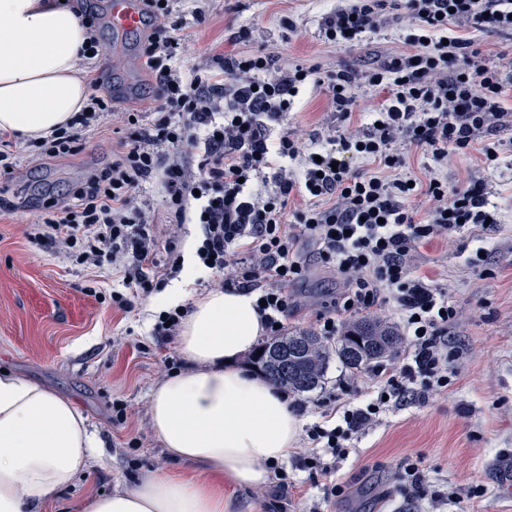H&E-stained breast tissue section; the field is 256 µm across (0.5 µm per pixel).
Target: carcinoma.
<instances>
[{
	"label": "carcinoma",
	"instance_id": "obj_1",
	"mask_svg": "<svg viewBox=\"0 0 512 512\" xmlns=\"http://www.w3.org/2000/svg\"><path fill=\"white\" fill-rule=\"evenodd\" d=\"M400 344L393 327L366 317L350 323L334 343L307 330L286 333L262 343L251 362L288 393L305 396L322 386L332 360L355 374L393 356Z\"/></svg>",
	"mask_w": 512,
	"mask_h": 512
}]
</instances>
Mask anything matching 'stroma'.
<instances>
[{
  "label": "stroma",
  "instance_id": "1",
  "mask_svg": "<svg viewBox=\"0 0 512 512\" xmlns=\"http://www.w3.org/2000/svg\"><path fill=\"white\" fill-rule=\"evenodd\" d=\"M99 16L100 52L89 62L102 95L116 111L137 107L156 81L143 64L144 35L118 36L109 22L108 0H83ZM344 0H175L186 21L179 67H205L212 54L272 52L275 64H301L317 70V81L304 84L282 126L297 134L303 153L333 147L350 124L366 128L386 105V86L364 77L383 70L387 61L409 51L414 28L405 0H392L387 21L350 43H333L323 33L325 19ZM203 17H196V10ZM454 35L475 42L487 61L502 65L505 93L501 117L476 132L470 149L435 162L430 153L397 141L404 156L392 175L412 179L417 191L405 204L417 222L428 220L425 195L430 177L449 187L484 184L497 222L467 226L450 235L415 245L410 276L427 288H443L458 315L448 327V385L426 401H406L381 421L354 435L352 452L340 462L335 480L343 494L323 503L324 512H426L405 474L419 463L424 486L439 498L440 512H512V496L501 485L512 474V32L476 28L456 21ZM339 70L361 75L352 90L351 118L329 106L320 79ZM128 132H100L81 138L74 154L35 161L34 141H18V164L0 179V369L43 384L74 406L95 427L104 443L101 460L42 505L40 512H78L87 498L132 484L149 471L191 478L202 472L171 460L150 426V391L167 376L164 361L178 355L176 340L154 338L161 311L158 294L135 301L130 312L113 308L85 292L101 282L111 286L112 272H93L52 252H34L23 231L40 221L46 206L66 202L93 170L108 166ZM308 270L288 293L293 308L287 330H316L318 314L334 311L344 288L342 277L324 268L301 241ZM373 373L350 374L331 363L322 387L293 412L301 425L321 420L333 405H364ZM134 409L126 424L112 423V402ZM141 436L142 445L128 441ZM308 449L296 439L284 464L288 512H308L321 501L326 477L301 466Z\"/></svg>",
  "mask_w": 512,
  "mask_h": 512
}]
</instances>
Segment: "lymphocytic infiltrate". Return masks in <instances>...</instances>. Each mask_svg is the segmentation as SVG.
<instances>
[{
    "label": "lymphocytic infiltrate",
    "mask_w": 512,
    "mask_h": 512,
    "mask_svg": "<svg viewBox=\"0 0 512 512\" xmlns=\"http://www.w3.org/2000/svg\"><path fill=\"white\" fill-rule=\"evenodd\" d=\"M148 28L144 65L154 74L157 92L145 97L141 111L152 114L149 126L137 127L110 166L91 174L69 203L52 204L41 221L28 225L27 241L52 250L75 264L111 270L122 282L112 291L113 307L127 311L133 300L151 294L163 277L180 270L178 226L200 229L195 249L199 267L215 287L253 294L269 336L292 304L288 286L305 272L297 254L301 238L315 240L321 263L346 277L345 304L352 312L370 308L379 286L393 292L407 345L401 367L379 366L373 397L362 407L346 408L334 425L306 429L310 452L305 468L329 476L349 454L348 443L377 423L390 406L413 396L426 400L448 385V326L456 317L448 295L439 288L409 282L415 243L475 224L490 212L485 189L470 184L455 190L430 178L427 193L435 207L430 223H415L404 200L407 181L351 172L346 154L362 155L392 169L401 158L396 139L430 152L433 159L470 147L475 131L496 117L503 93L501 71L487 64L473 41L442 40L452 21L512 31V0H407L416 31L413 52L391 58L384 72L368 76L370 85L391 80L392 90L376 126L339 139L321 155H302L290 134L269 141L265 127L290 111L311 69L295 66L275 71L270 53L212 57L205 73L183 75L173 68L180 55L185 21L174 0H144ZM386 0H352L324 22L327 40L343 42L380 28ZM88 112L75 124L55 129L40 144L43 155L74 152L81 131L112 115V102L98 92L97 79ZM199 156L197 170L181 158ZM301 160L302 178L290 176L287 161ZM273 171L274 186L257 190L253 182ZM160 180L170 228L145 232L146 212L135 191L145 181ZM312 204L288 214L290 196ZM330 200L320 208V200Z\"/></svg>",
    "instance_id": "1"
}]
</instances>
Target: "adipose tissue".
Segmentation results:
<instances>
[{"mask_svg":"<svg viewBox=\"0 0 512 512\" xmlns=\"http://www.w3.org/2000/svg\"><path fill=\"white\" fill-rule=\"evenodd\" d=\"M87 39L65 0H0V130L49 136L88 103L75 60ZM200 275L186 264L166 302L189 301L177 337L188 367L150 392V424L169 456L208 471L199 481L151 472L79 512H234L225 484L260 487L287 461L299 421L269 381L237 368L264 325L254 296L216 290L190 297ZM97 430L65 398L0 372V512H38L102 453Z\"/></svg>","mask_w":512,"mask_h":512,"instance_id":"1","label":"adipose tissue"}]
</instances>
